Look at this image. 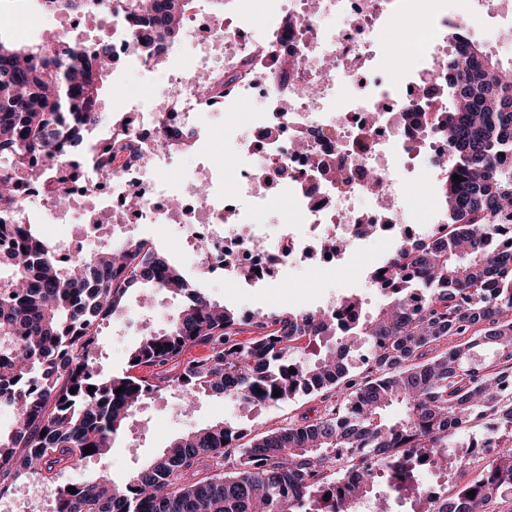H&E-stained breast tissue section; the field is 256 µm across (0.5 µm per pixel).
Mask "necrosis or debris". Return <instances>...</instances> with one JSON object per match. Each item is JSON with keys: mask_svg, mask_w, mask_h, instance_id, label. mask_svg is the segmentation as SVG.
<instances>
[{"mask_svg": "<svg viewBox=\"0 0 512 512\" xmlns=\"http://www.w3.org/2000/svg\"><path fill=\"white\" fill-rule=\"evenodd\" d=\"M233 2V20L221 24L189 10L196 43L189 51L166 49L160 68L135 55L128 40L114 41L116 55L166 73L169 93L154 109L189 128L206 159L180 182L166 181L179 157L161 137L143 138L145 115L137 113L122 134L143 150L112 177L117 223L177 226L189 249L206 245L205 274L220 270L225 280L251 284L293 265L333 268L353 243L447 234L443 202L421 207L410 198L411 188L446 177L441 162L450 154L421 86L445 75L450 47L477 21L497 22L494 0H469L463 12L449 10L447 0ZM401 29L414 31L413 51L397 38ZM205 71L234 81L221 94L198 96L194 81ZM214 112L226 113L221 135L235 145L230 190L208 157L205 120ZM363 138L372 144L365 153L356 146ZM202 185L207 195H199ZM133 191L141 206L128 213L119 201ZM497 444L475 434L465 442L492 507L500 499ZM416 469L430 475L418 483L416 501L439 504L455 493L423 452L388 478L404 485Z\"/></svg>", "mask_w": 512, "mask_h": 512, "instance_id": "4bbe7bcc", "label": "necrosis or debris"}]
</instances>
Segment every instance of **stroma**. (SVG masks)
<instances>
[{"mask_svg": "<svg viewBox=\"0 0 512 512\" xmlns=\"http://www.w3.org/2000/svg\"><path fill=\"white\" fill-rule=\"evenodd\" d=\"M0 7L8 16V26L26 30L28 43L32 46L40 45L49 34L63 41L109 40L118 26L112 17L96 16L87 25L75 29L69 16L35 9L28 0H5ZM160 83L159 76L120 66L102 96L105 117L131 111L133 92ZM71 211L70 223L58 224L46 217L36 225V232L50 242L60 235L85 234L92 215L91 202L82 196H74ZM132 231L140 237L154 240L159 251L176 264L187 278L202 279L195 258L187 255L176 237L157 239L155 229L150 224L133 225ZM393 249L389 241H371L331 274L333 287L329 290L315 287L319 273L311 265L290 269L287 278L267 282L261 288H245L220 277L202 281L211 300L245 314L252 311L317 310L331 292L364 298L368 309L373 310L379 307L384 297L368 282L366 271L375 261L388 258ZM178 308L177 301L148 285L139 284L131 288L126 297L124 316L103 332L101 362L105 371L121 372L126 366L129 349L146 332L162 327ZM336 399L334 392L324 391L297 396L259 413H243L230 400L220 396H204L193 408L181 411L171 392L166 391L149 400L141 414V422L129 427L122 437L116 439L110 455L83 468L67 471L63 478L67 481L88 480L107 471L113 476H122L145 465L173 438L224 419L248 426L255 434L290 424L311 423L335 406Z\"/></svg>", "mask_w": 512, "mask_h": 512, "instance_id": "obj_1", "label": "stroma"}]
</instances>
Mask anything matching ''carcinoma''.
Instances as JSON below:
<instances>
[{
	"instance_id": "1",
	"label": "carcinoma",
	"mask_w": 512,
	"mask_h": 512,
	"mask_svg": "<svg viewBox=\"0 0 512 512\" xmlns=\"http://www.w3.org/2000/svg\"><path fill=\"white\" fill-rule=\"evenodd\" d=\"M35 2L69 15L108 9V0ZM190 6L127 0L116 15L134 52L154 59L182 37ZM121 61L109 41L51 48L0 37V214L23 206L16 196L22 181L43 185L62 204L68 184L85 173L107 182L122 158L137 156L134 139L94 135L103 90ZM447 63L450 106L435 123L452 147L441 183L450 230L395 250L385 266L410 267L413 275L398 280L369 316L338 322L320 310L241 315L211 301L148 240L59 260L33 225L0 223V407L14 419L0 434V496L37 479L54 488L52 512H288L293 502L305 512H356L364 499L382 512L385 494L415 495L412 484L381 487L385 472L409 465L399 449L427 451L445 470L460 423L471 432L489 424L499 431L505 442L498 464L512 470V398L498 386L512 377V251L501 248L505 225L493 223L512 213V78L473 40L450 52ZM223 86L216 74L197 77L202 96ZM155 123L168 146H191L187 129L159 115ZM60 140L66 176L57 172L53 151ZM138 283L174 295L185 290L188 298L168 324L129 350L122 373L106 375L95 358L101 332L125 311ZM246 326L255 335L242 341ZM475 326L480 335L425 359L436 343ZM197 347L206 355L186 356ZM359 348L371 351L360 378L349 362ZM288 362L298 367L293 377L283 372ZM170 389L184 407L202 396L250 404L259 392L270 404L312 389L345 397L324 419L258 434L247 446L223 420L173 440L119 478L58 484L66 470L104 454L148 396ZM395 405L403 410L398 418L388 414ZM91 446L95 451L84 454ZM337 448H362L373 465L333 470ZM70 486L77 493L67 492ZM422 512L488 510L481 488L468 482L439 510Z\"/></svg>"
}]
</instances>
